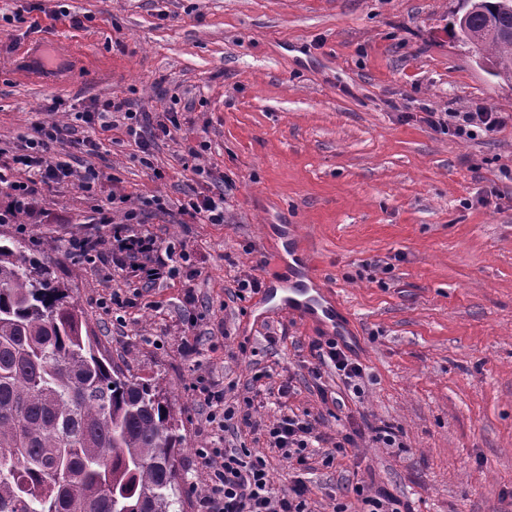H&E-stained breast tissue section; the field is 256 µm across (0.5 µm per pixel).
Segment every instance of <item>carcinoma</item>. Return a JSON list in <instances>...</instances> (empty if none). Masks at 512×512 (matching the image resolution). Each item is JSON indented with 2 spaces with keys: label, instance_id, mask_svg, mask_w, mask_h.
<instances>
[{
  "label": "carcinoma",
  "instance_id": "1",
  "mask_svg": "<svg viewBox=\"0 0 512 512\" xmlns=\"http://www.w3.org/2000/svg\"><path fill=\"white\" fill-rule=\"evenodd\" d=\"M500 4L467 14L496 78L512 75ZM182 445L159 385L112 363L46 260L0 241V512H176Z\"/></svg>",
  "mask_w": 512,
  "mask_h": 512
}]
</instances>
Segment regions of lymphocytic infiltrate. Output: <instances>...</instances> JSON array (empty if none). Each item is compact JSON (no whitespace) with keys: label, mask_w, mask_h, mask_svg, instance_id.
<instances>
[{"label":"lymphocytic infiltrate","mask_w":512,"mask_h":512,"mask_svg":"<svg viewBox=\"0 0 512 512\" xmlns=\"http://www.w3.org/2000/svg\"><path fill=\"white\" fill-rule=\"evenodd\" d=\"M114 113L124 120L126 134L138 148L140 161L145 165L151 162L156 142L171 136V127L178 122L173 112L165 113L163 119L150 120L148 113L134 110L131 100L115 98L76 113L75 123L35 125L22 154L15 159L16 164L33 171L42 183H53L65 172L63 164L54 165L49 160L54 144L75 135L79 124L92 125ZM420 120L461 140L473 138L479 130L495 132L504 124L500 113L485 108L450 116L427 107ZM224 203V192L209 193L193 188L179 200L177 211L196 224H220L224 221ZM146 215L142 208L126 210L123 222L112 227V252L127 279L151 288L172 276L175 251L163 247L147 229ZM311 355L318 365L334 367L346 381L363 377L362 366L349 358L336 340L313 342ZM199 391L209 409L207 420L213 431L237 434L245 429L262 430L271 450L299 466L307 465L312 443L323 440L316 419L310 415L283 412L271 425L261 428L252 420L251 398L227 402L225 392L213 389L205 380L201 381ZM198 454L212 465L208 490L199 501L200 512H312L304 479L296 476L287 488H276L266 459L249 449L202 448Z\"/></svg>","instance_id":"lymphocytic-infiltrate-1"}]
</instances>
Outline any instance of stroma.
Returning <instances> with one entry per match:
<instances>
[{
    "instance_id": "stroma-1",
    "label": "stroma",
    "mask_w": 512,
    "mask_h": 512,
    "mask_svg": "<svg viewBox=\"0 0 512 512\" xmlns=\"http://www.w3.org/2000/svg\"><path fill=\"white\" fill-rule=\"evenodd\" d=\"M84 21L51 20L56 0H0V169L33 126L64 125L113 97L180 122L143 166L124 128L88 131L96 154L65 139L52 151L69 177L30 185L33 208L0 238L48 257L115 364L158 380L180 424L183 512H198L217 438L195 390L237 384L252 415L278 407L257 375L287 385L285 403L319 416L323 451L306 482L314 512H361L356 487L385 489L411 512H512V87L451 39L462 0H67ZM484 107L505 126L460 140L420 123ZM208 149L184 169L188 147ZM99 180L83 187L86 165ZM231 185L224 221L185 222L189 187ZM127 205L116 208L113 198ZM166 199L148 227L186 253L162 285L138 293L112 262L125 208ZM108 212L111 224L99 223ZM98 240L88 262L77 247ZM297 244L303 269L278 262ZM263 267H256L257 259ZM317 277L344 322L366 379L353 393L333 367L313 379L319 323L274 299ZM258 293L230 301L237 278ZM118 301L102 307L103 298ZM195 350L187 354L184 343ZM335 392L322 401L316 386ZM370 435L325 464L346 430Z\"/></svg>"
}]
</instances>
